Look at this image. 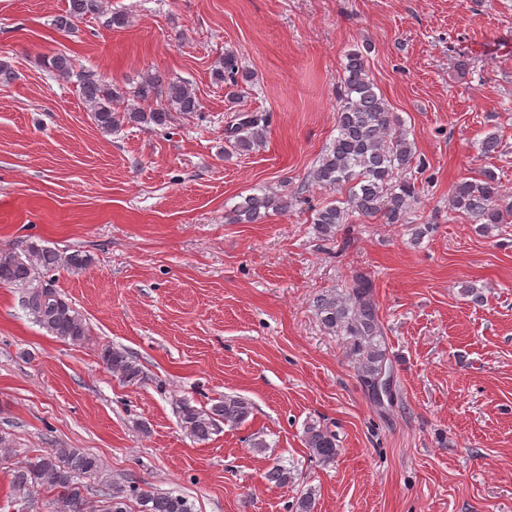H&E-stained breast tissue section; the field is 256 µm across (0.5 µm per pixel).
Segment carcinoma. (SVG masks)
<instances>
[{
    "instance_id": "carcinoma-1",
    "label": "carcinoma",
    "mask_w": 512,
    "mask_h": 512,
    "mask_svg": "<svg viewBox=\"0 0 512 512\" xmlns=\"http://www.w3.org/2000/svg\"><path fill=\"white\" fill-rule=\"evenodd\" d=\"M106 13V0H69L53 26L59 32H70L85 17ZM44 64L66 78H76L94 124L103 133L125 124L165 128L176 114L193 117L201 112L200 99L187 84L155 73L143 76L134 90L124 91L62 53L44 59ZM213 78L225 84L233 103L238 98L239 83L248 81L250 74L240 68L235 55L227 54L213 69ZM342 84L337 135L318 160L311 178L321 187L345 191L346 198L315 209L312 223L324 236L335 234L338 225L356 214L378 217L386 224H406L417 190L415 182L399 173L415 161L420 169L425 168V163L415 160L412 144L400 129L398 119L369 78L362 52L346 55ZM268 125L269 115L265 113L234 110L226 117L225 138L234 151L251 152L263 143ZM449 202L452 210L467 215L482 233L512 214V201L507 200L491 171L479 180L456 183ZM274 207L288 208V197L249 195L232 211L229 221L254 222L261 218V211ZM90 264L91 257L80 251L64 254L32 242L22 256L0 250V284L26 285L22 306L33 320L50 335L79 344L89 336L88 323L58 291L49 274L61 268L82 271ZM314 307L325 328L346 337L358 377L374 401L381 402L374 380L383 369L392 368V362L370 279L356 274L342 291L317 295ZM100 358L106 369L123 381L144 379L139 361L124 349L105 344ZM251 412V403L238 395L214 399L208 407H197L187 400L178 405L181 428L197 441L210 439L222 423H243ZM305 445L310 456L322 463L336 458V436L326 428L308 425ZM86 479L99 485L100 505L96 512H130L133 502L138 506L137 512H192L186 498L171 492L144 491L134 482L110 487L99 459L77 448H50L11 468L14 496L30 503L45 495L52 512H90ZM266 480L284 487L294 483L295 475L276 463L266 472Z\"/></svg>"
}]
</instances>
